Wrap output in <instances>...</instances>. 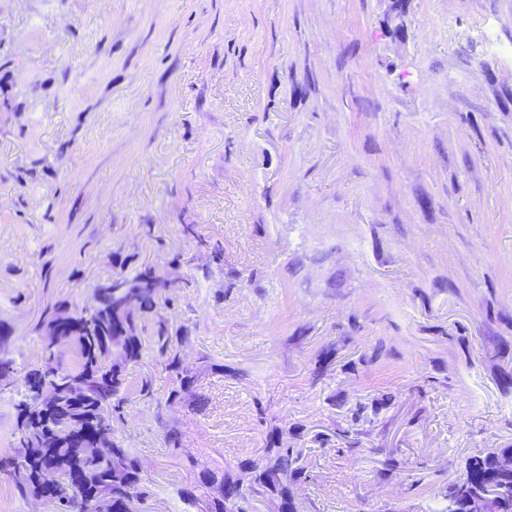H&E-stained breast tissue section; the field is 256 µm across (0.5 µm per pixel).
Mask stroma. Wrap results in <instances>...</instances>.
<instances>
[{
	"label": "stroma",
	"mask_w": 512,
	"mask_h": 512,
	"mask_svg": "<svg viewBox=\"0 0 512 512\" xmlns=\"http://www.w3.org/2000/svg\"><path fill=\"white\" fill-rule=\"evenodd\" d=\"M130 255L192 281L163 310L191 393L151 336L127 367L143 512H208L199 466L275 430L299 512H441L512 448V0H0L17 376Z\"/></svg>",
	"instance_id": "obj_1"
}]
</instances>
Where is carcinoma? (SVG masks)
Here are the masks:
<instances>
[{
	"label": "carcinoma",
	"mask_w": 512,
	"mask_h": 512,
	"mask_svg": "<svg viewBox=\"0 0 512 512\" xmlns=\"http://www.w3.org/2000/svg\"><path fill=\"white\" fill-rule=\"evenodd\" d=\"M118 278L125 285L122 292L96 289L91 309L64 303L46 308L38 330L46 332L65 314L67 334L55 345L43 344L40 364L24 376L17 390L16 452L0 461V471L13 478L22 495L37 499L46 493L41 471L53 469L57 480L50 494L52 512H86L93 501L104 497L112 498L113 512H126V505L138 499L139 460L111 436L98 442L95 430L103 426L110 433L112 425L126 418V369L142 356L147 324H152L159 362L173 378L168 401L181 399L193 385L179 357L170 353L168 322L159 312L162 297L174 284L147 265ZM8 339L0 326V384L12 386L15 361ZM45 385L60 392L49 413L39 400ZM264 452L265 465H252L246 479L218 477L206 467L201 469L203 486L219 484L210 512H234L238 500L260 490L279 500V512H297L290 486L307 476L300 464L301 452L288 447L281 434L270 440ZM511 454L512 448H504L474 456L465 468V474L475 479L491 475L502 481L505 489L497 512H512V474L499 470L500 459Z\"/></svg>",
	"instance_id": "cac0c4a2"
}]
</instances>
